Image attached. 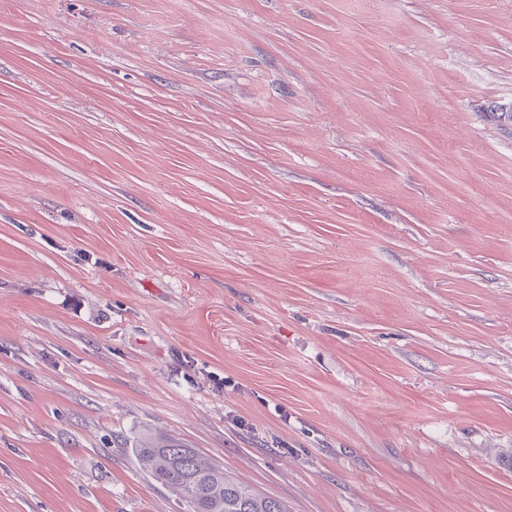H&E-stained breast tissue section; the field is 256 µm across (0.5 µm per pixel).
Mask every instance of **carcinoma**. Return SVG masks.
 I'll return each mask as SVG.
<instances>
[{"mask_svg":"<svg viewBox=\"0 0 512 512\" xmlns=\"http://www.w3.org/2000/svg\"><path fill=\"white\" fill-rule=\"evenodd\" d=\"M135 452L158 482L173 488L189 512H288L201 459L197 449L166 436H147Z\"/></svg>","mask_w":512,"mask_h":512,"instance_id":"carcinoma-1","label":"carcinoma"}]
</instances>
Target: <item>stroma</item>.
<instances>
[{
	"instance_id": "stroma-1",
	"label": "stroma",
	"mask_w": 512,
	"mask_h": 512,
	"mask_svg": "<svg viewBox=\"0 0 512 512\" xmlns=\"http://www.w3.org/2000/svg\"><path fill=\"white\" fill-rule=\"evenodd\" d=\"M512 0H0V512H512ZM134 450L151 476L173 488L191 512H288L281 501L241 485L175 439L147 436Z\"/></svg>"
}]
</instances>
